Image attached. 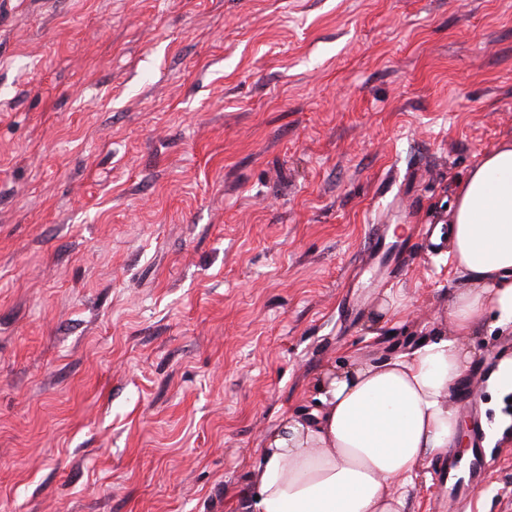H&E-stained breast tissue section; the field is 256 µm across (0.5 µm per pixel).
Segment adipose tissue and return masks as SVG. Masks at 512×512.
I'll return each mask as SVG.
<instances>
[{
	"label": "adipose tissue",
	"instance_id": "1",
	"mask_svg": "<svg viewBox=\"0 0 512 512\" xmlns=\"http://www.w3.org/2000/svg\"><path fill=\"white\" fill-rule=\"evenodd\" d=\"M447 238L470 286L449 302L452 337L386 361L326 368L316 419L288 416L263 439L251 512H404L412 473L460 440L451 388L477 356L485 317L512 325V141L453 184Z\"/></svg>",
	"mask_w": 512,
	"mask_h": 512
}]
</instances>
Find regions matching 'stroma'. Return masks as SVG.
Here are the masks:
<instances>
[{
    "instance_id": "stroma-1",
    "label": "stroma",
    "mask_w": 512,
    "mask_h": 512,
    "mask_svg": "<svg viewBox=\"0 0 512 512\" xmlns=\"http://www.w3.org/2000/svg\"><path fill=\"white\" fill-rule=\"evenodd\" d=\"M511 138L512 0H0V512H241L325 368L451 333L420 228ZM471 343L512 512V327Z\"/></svg>"
}]
</instances>
